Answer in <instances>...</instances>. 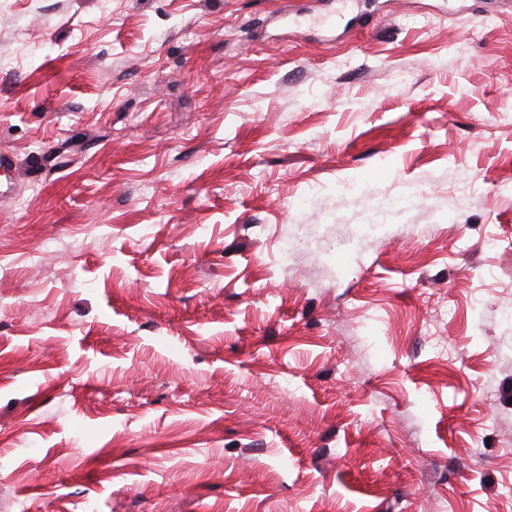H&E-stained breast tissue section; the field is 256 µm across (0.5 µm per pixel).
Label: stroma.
<instances>
[{"label": "stroma", "instance_id": "1", "mask_svg": "<svg viewBox=\"0 0 512 512\" xmlns=\"http://www.w3.org/2000/svg\"><path fill=\"white\" fill-rule=\"evenodd\" d=\"M0 512H512V0H0Z\"/></svg>", "mask_w": 512, "mask_h": 512}]
</instances>
